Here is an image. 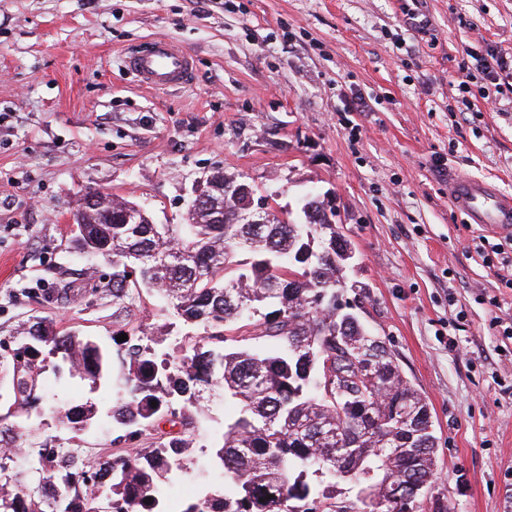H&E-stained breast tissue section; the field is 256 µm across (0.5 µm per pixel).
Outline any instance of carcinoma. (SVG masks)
I'll return each mask as SVG.
<instances>
[{
	"mask_svg": "<svg viewBox=\"0 0 512 512\" xmlns=\"http://www.w3.org/2000/svg\"><path fill=\"white\" fill-rule=\"evenodd\" d=\"M237 183L224 175V194L189 208L187 224H117L125 198L83 195L75 216L85 234L75 247L112 262V301L128 309L145 288L188 331L173 355L139 327L109 349L46 320L19 325L16 354L0 353L16 411L49 412L86 429L96 404L64 409L46 401L41 377L53 358L57 378L94 390L114 362L122 395L107 416L121 431L116 441L135 448L98 460L82 493L71 457L39 461L41 490L22 496L0 482V512H96L102 487L112 512H158L206 419V389L238 406L212 441L224 488L204 490L175 512H403L396 489L431 484L436 437L421 417L426 398L380 338L351 320L336 333L346 314L336 306L341 235L328 223V204L313 196L302 208L306 223L275 219L257 232L230 192ZM327 369L343 373V398L319 387ZM413 512H448V503L417 498Z\"/></svg>",
	"mask_w": 512,
	"mask_h": 512,
	"instance_id": "obj_1",
	"label": "carcinoma"
}]
</instances>
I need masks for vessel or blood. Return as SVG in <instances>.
<instances>
[{
	"mask_svg": "<svg viewBox=\"0 0 512 512\" xmlns=\"http://www.w3.org/2000/svg\"><path fill=\"white\" fill-rule=\"evenodd\" d=\"M122 58L125 67L147 88H172L188 84L192 79L190 53L165 38L154 39L146 50L125 49ZM448 203L464 214L469 223L512 233V198L494 184L449 173Z\"/></svg>",
	"mask_w": 512,
	"mask_h": 512,
	"instance_id": "obj_1",
	"label": "vessel or blood"
}]
</instances>
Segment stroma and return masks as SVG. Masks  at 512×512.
<instances>
[{
	"label": "stroma",
	"instance_id": "stroma-1",
	"mask_svg": "<svg viewBox=\"0 0 512 512\" xmlns=\"http://www.w3.org/2000/svg\"><path fill=\"white\" fill-rule=\"evenodd\" d=\"M158 37L192 52L190 85L150 90L124 68L125 48ZM490 50L512 57V0H0V340L44 318L107 344L137 326L179 334L148 291L122 311L111 262L74 253L86 190L157 224L185 223L216 171L293 216L316 192L354 253L344 301L427 397L429 495L512 512V288L480 252L500 235L448 204L452 168L512 195V70L476 77ZM43 382L65 405L112 403L108 388ZM204 403L191 463L167 485L185 500L224 482L209 444L235 410ZM21 424L12 473L45 448L78 449L86 466L128 451L107 418Z\"/></svg>",
	"mask_w": 512,
	"mask_h": 512
}]
</instances>
